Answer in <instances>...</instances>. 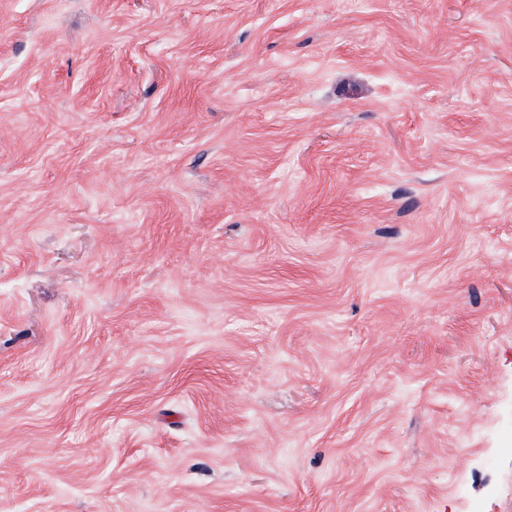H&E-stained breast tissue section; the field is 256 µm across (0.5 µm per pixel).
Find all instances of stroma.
<instances>
[{
	"instance_id": "stroma-1",
	"label": "stroma",
	"mask_w": 512,
	"mask_h": 512,
	"mask_svg": "<svg viewBox=\"0 0 512 512\" xmlns=\"http://www.w3.org/2000/svg\"><path fill=\"white\" fill-rule=\"evenodd\" d=\"M0 512H512V0H0Z\"/></svg>"
}]
</instances>
